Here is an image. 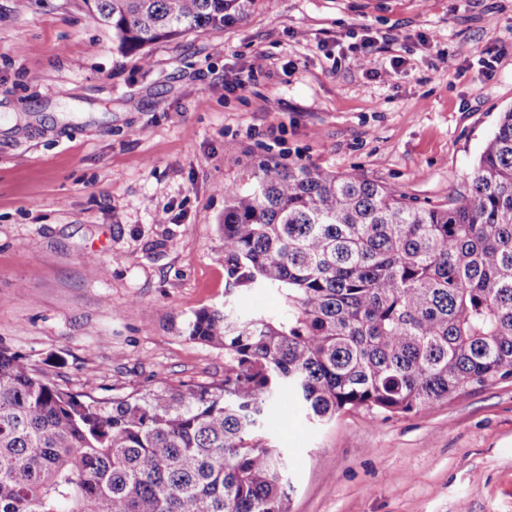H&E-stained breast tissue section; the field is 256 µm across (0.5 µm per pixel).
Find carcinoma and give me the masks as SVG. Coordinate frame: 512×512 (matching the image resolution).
Masks as SVG:
<instances>
[{
	"mask_svg": "<svg viewBox=\"0 0 512 512\" xmlns=\"http://www.w3.org/2000/svg\"><path fill=\"white\" fill-rule=\"evenodd\" d=\"M254 0H92L124 54L221 30ZM231 286L275 313L201 308L186 337L224 380L77 395L0 350V512H290L271 442L285 396L313 423L419 413L512 377V108L446 205L363 174L261 164L224 186Z\"/></svg>",
	"mask_w": 512,
	"mask_h": 512,
	"instance_id": "1",
	"label": "carcinoma"
}]
</instances>
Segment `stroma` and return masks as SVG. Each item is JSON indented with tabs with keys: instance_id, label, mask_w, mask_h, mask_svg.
I'll return each mask as SVG.
<instances>
[{
	"instance_id": "stroma-1",
	"label": "stroma",
	"mask_w": 512,
	"mask_h": 512,
	"mask_svg": "<svg viewBox=\"0 0 512 512\" xmlns=\"http://www.w3.org/2000/svg\"><path fill=\"white\" fill-rule=\"evenodd\" d=\"M0 15V348L72 392L220 382L188 319L277 307L229 284L224 185L297 164L444 204L512 107V0H257L142 55L87 0ZM277 411L290 512H512V379L386 420Z\"/></svg>"
}]
</instances>
